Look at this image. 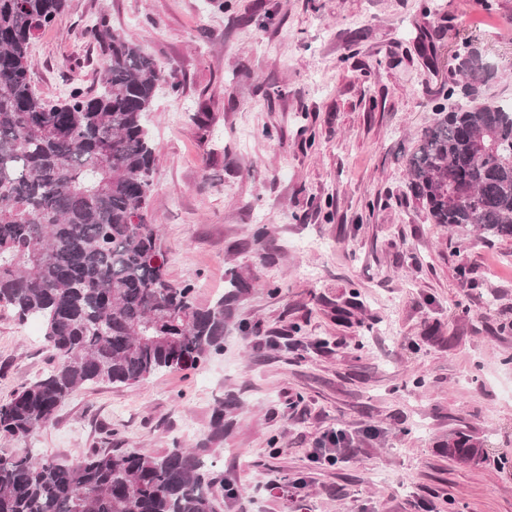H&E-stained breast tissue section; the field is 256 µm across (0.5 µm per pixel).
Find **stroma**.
I'll return each mask as SVG.
<instances>
[{
  "instance_id": "stroma-1",
  "label": "stroma",
  "mask_w": 512,
  "mask_h": 512,
  "mask_svg": "<svg viewBox=\"0 0 512 512\" xmlns=\"http://www.w3.org/2000/svg\"><path fill=\"white\" fill-rule=\"evenodd\" d=\"M103 14L181 84L149 117L169 279L203 305L247 286L204 369L88 387L0 456L192 448L232 395L221 512H512V241L431 223L405 166L469 102L463 41L495 68L480 99L512 101V0H67L32 45L43 97L98 87ZM51 366L40 322L1 309L0 399ZM338 429L353 455L314 460ZM458 430L489 461L450 460Z\"/></svg>"
}]
</instances>
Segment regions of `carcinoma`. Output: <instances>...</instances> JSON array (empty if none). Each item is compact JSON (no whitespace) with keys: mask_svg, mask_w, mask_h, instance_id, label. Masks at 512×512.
Here are the masks:
<instances>
[{"mask_svg":"<svg viewBox=\"0 0 512 512\" xmlns=\"http://www.w3.org/2000/svg\"><path fill=\"white\" fill-rule=\"evenodd\" d=\"M67 0H0V308L43 325L53 368L0 400V437L26 439L83 386H132L224 351V328L245 280L202 306L167 276L149 201L156 156L148 117L176 82L101 16L90 28L105 57L99 89L59 100L30 80L36 34ZM462 73L488 78L478 51ZM409 188L430 221L512 240V102L439 110L406 160ZM237 407H215L203 441L153 451L91 448L75 463L26 451L0 457V512H218L223 476L201 453L224 441ZM448 458L485 462L470 435Z\"/></svg>","mask_w":512,"mask_h":512,"instance_id":"1","label":"carcinoma"}]
</instances>
